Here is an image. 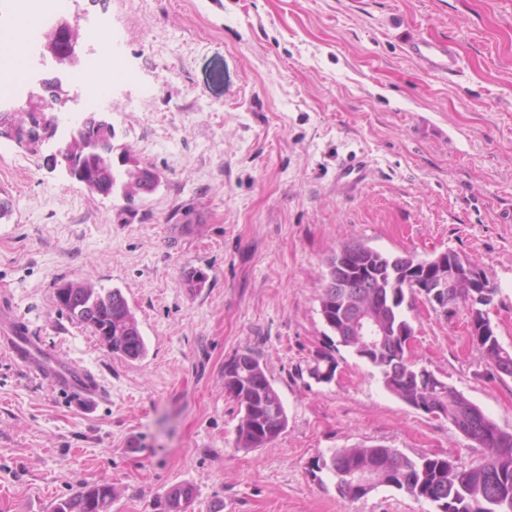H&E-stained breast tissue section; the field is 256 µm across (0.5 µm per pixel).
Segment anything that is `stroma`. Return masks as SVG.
Masks as SVG:
<instances>
[{"label":"stroma","instance_id":"35a3bbf8","mask_svg":"<svg viewBox=\"0 0 512 512\" xmlns=\"http://www.w3.org/2000/svg\"><path fill=\"white\" fill-rule=\"evenodd\" d=\"M82 53L119 58L96 111L159 177L126 200L90 192L0 140V325L94 371L104 401L55 392L0 352V512H51L109 482L112 512H159L192 484L191 512H432L394 488L342 499L311 462L383 445L468 468L484 457L442 417L384 389L345 347L335 379L299 376L327 348L320 297L346 242L426 258L451 249L498 293L488 318L512 348V0H79ZM448 40L454 74L409 41ZM366 162L352 194L340 165ZM207 276L189 291L186 272ZM117 288L147 356L113 355L59 310L60 283ZM411 357L512 432V377L472 345L466 308L406 311ZM252 351L287 429L235 450L224 363Z\"/></svg>","mask_w":512,"mask_h":512}]
</instances>
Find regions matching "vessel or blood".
<instances>
[{
	"label": "vessel or blood",
	"mask_w": 512,
	"mask_h": 512,
	"mask_svg": "<svg viewBox=\"0 0 512 512\" xmlns=\"http://www.w3.org/2000/svg\"><path fill=\"white\" fill-rule=\"evenodd\" d=\"M407 52L428 71L451 74L457 69V55L447 42L418 38L408 44ZM0 350L7 352L26 373L58 389L90 394L100 400L107 397L90 369L63 356L47 354L23 333L0 336Z\"/></svg>",
	"instance_id": "vessel-or-blood-1"
}]
</instances>
